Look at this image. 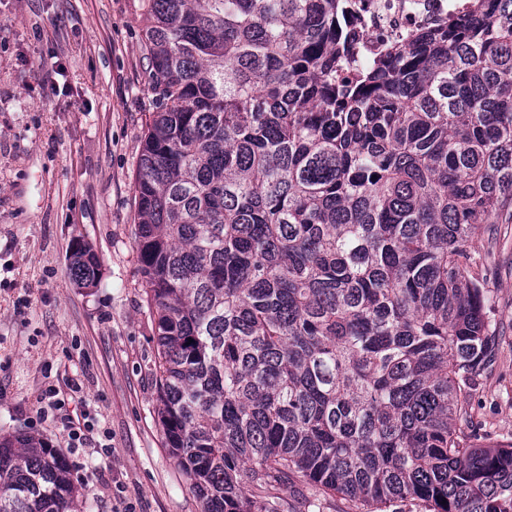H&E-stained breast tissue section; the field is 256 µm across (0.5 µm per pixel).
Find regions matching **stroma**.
<instances>
[{
  "mask_svg": "<svg viewBox=\"0 0 512 512\" xmlns=\"http://www.w3.org/2000/svg\"><path fill=\"white\" fill-rule=\"evenodd\" d=\"M143 0H0V434L65 453L84 512H201L164 446L156 333L135 248L152 110ZM101 273L75 287V244ZM471 252L498 351L468 398L481 443L512 441V224ZM64 399L55 408L50 391ZM88 422L69 446L64 421Z\"/></svg>",
  "mask_w": 512,
  "mask_h": 512,
  "instance_id": "1",
  "label": "stroma"
}]
</instances>
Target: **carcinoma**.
<instances>
[{
	"instance_id": "1",
	"label": "carcinoma",
	"mask_w": 512,
	"mask_h": 512,
	"mask_svg": "<svg viewBox=\"0 0 512 512\" xmlns=\"http://www.w3.org/2000/svg\"><path fill=\"white\" fill-rule=\"evenodd\" d=\"M135 182L165 447L202 512H512L465 433L495 352L468 250L512 223V0H472L352 84L341 0H147ZM78 245L70 276L95 284ZM66 457L0 438V512H81ZM295 489L294 495L288 493V510L289 512H352L349 508L351 505L340 498L326 499L323 497L318 499L312 490L306 487H298Z\"/></svg>"
}]
</instances>
